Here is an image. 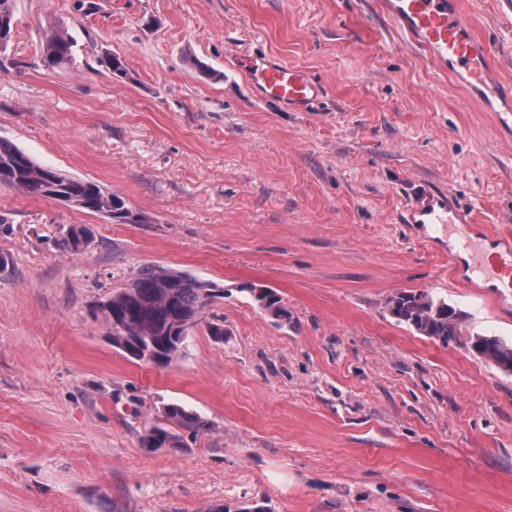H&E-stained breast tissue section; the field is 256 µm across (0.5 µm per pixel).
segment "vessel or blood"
Here are the masks:
<instances>
[{"label": "vessel or blood", "instance_id": "obj_1", "mask_svg": "<svg viewBox=\"0 0 512 512\" xmlns=\"http://www.w3.org/2000/svg\"><path fill=\"white\" fill-rule=\"evenodd\" d=\"M382 7L396 27L434 61L464 72L483 104L498 97L500 86L482 64L485 47L463 23L459 0H383ZM239 64L263 98L290 110H306L320 94L319 85L305 71L287 63L245 57ZM418 217L428 224L452 220L449 209L428 193L414 200L403 219L411 223Z\"/></svg>", "mask_w": 512, "mask_h": 512}]
</instances>
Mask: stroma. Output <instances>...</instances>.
Here are the masks:
<instances>
[{
  "mask_svg": "<svg viewBox=\"0 0 512 512\" xmlns=\"http://www.w3.org/2000/svg\"><path fill=\"white\" fill-rule=\"evenodd\" d=\"M512 88V0H461ZM0 139L143 216L0 187V512H512V375L397 323L425 291L468 332L512 340V288L448 257L479 225L512 235V123L411 47L377 0H14ZM73 61L47 68L54 26ZM319 81L303 112L260 99L232 60ZM117 54L127 73L100 61ZM425 189L473 223L407 224ZM91 245L59 250L60 229ZM145 265L224 288L157 367L112 347L93 305ZM268 286L292 314L251 301ZM212 423L180 452L139 444L160 400ZM68 228V231L66 229L61 234L60 238L57 239L58 248L72 254H77L85 250L91 243V230L85 225L76 224H72ZM81 239H84L85 243H82ZM77 242L79 244H77ZM252 301L278 324L290 323L291 313L282 303L281 297L271 288H248Z\"/></svg>",
  "mask_w": 512,
  "mask_h": 512,
  "instance_id": "35a3bbf8",
  "label": "stroma"
}]
</instances>
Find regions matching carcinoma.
<instances>
[{"label":"carcinoma","instance_id":"obj_1","mask_svg":"<svg viewBox=\"0 0 512 512\" xmlns=\"http://www.w3.org/2000/svg\"><path fill=\"white\" fill-rule=\"evenodd\" d=\"M14 28V0H0V38L11 39ZM73 37L62 26L51 29L43 47L45 66L64 68L73 60ZM0 187L17 190L33 198L57 200L93 213L117 224H135L140 215L117 195L104 192L90 180L74 178L35 162L13 144L0 139ZM91 230L72 224L57 239L59 249L77 254L91 243ZM252 301L279 324L291 320L281 297L271 288H249ZM224 298L223 289L203 282L187 272L161 266H145L136 271L122 290L96 305L109 329L112 346L139 362L164 367L187 348L186 331L204 315L207 330L221 338L224 318L207 313L214 299ZM387 310L400 324L418 335L447 346L462 336L464 315L448 302L422 291H407L391 297ZM465 347L498 369L512 373L503 362H512V342L497 336L470 335ZM212 423L178 402L160 401L157 418L140 435V446L150 451L183 450L187 438L206 434Z\"/></svg>","mask_w":512,"mask_h":512}]
</instances>
